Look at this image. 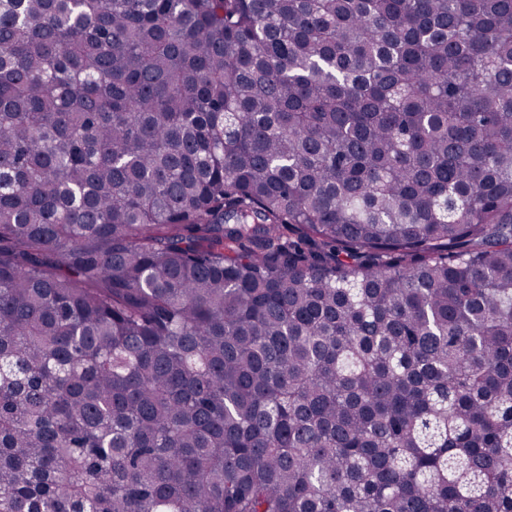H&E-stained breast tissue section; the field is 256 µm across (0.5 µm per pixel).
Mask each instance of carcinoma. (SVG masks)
I'll return each mask as SVG.
<instances>
[{
  "mask_svg": "<svg viewBox=\"0 0 512 512\" xmlns=\"http://www.w3.org/2000/svg\"><path fill=\"white\" fill-rule=\"evenodd\" d=\"M0 512H512V0H0Z\"/></svg>",
  "mask_w": 512,
  "mask_h": 512,
  "instance_id": "cac0c4a2",
  "label": "carcinoma"
}]
</instances>
